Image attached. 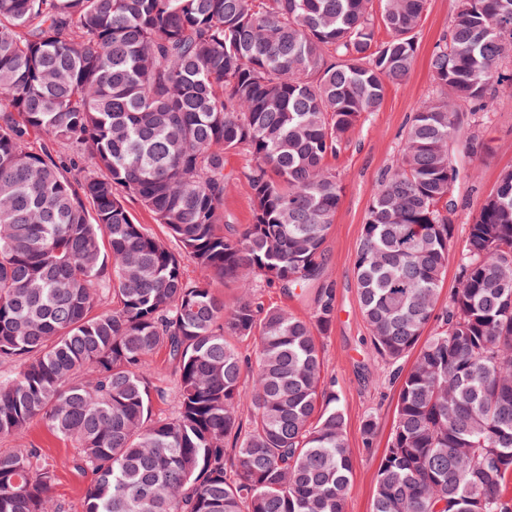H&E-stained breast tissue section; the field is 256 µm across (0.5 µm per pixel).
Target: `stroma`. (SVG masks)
Returning <instances> with one entry per match:
<instances>
[{
	"instance_id": "35a3bbf8",
	"label": "stroma",
	"mask_w": 512,
	"mask_h": 512,
	"mask_svg": "<svg viewBox=\"0 0 512 512\" xmlns=\"http://www.w3.org/2000/svg\"><path fill=\"white\" fill-rule=\"evenodd\" d=\"M457 0H428L417 34V52L407 78L388 85L382 104L343 148L328 159L343 183V197L325 244L322 278L336 291V319L319 338L322 356L345 411V437L353 455V473L346 512H370L383 452L390 439L398 400L394 368L370 352L369 330L361 312L354 267L370 197L384 170L397 157L402 136L414 112L431 94L430 59L436 42L447 32ZM480 135L481 153H470L471 135ZM454 154L459 176L454 187L460 208L455 217V242L463 244L469 224L484 200L496 189L504 172L512 170V88L499 92L493 111L460 113ZM375 420L372 441L363 426ZM42 449L57 468L53 496L68 512H79L83 491L94 476L76 471L74 446L52 435L42 422H33L25 439H0L1 450Z\"/></svg>"
}]
</instances>
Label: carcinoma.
Returning a JSON list of instances; mask_svg holds the SVG:
<instances>
[{"label":"carcinoma","mask_w":512,"mask_h":512,"mask_svg":"<svg viewBox=\"0 0 512 512\" xmlns=\"http://www.w3.org/2000/svg\"><path fill=\"white\" fill-rule=\"evenodd\" d=\"M426 4L0 0V367H14L0 438L38 420L74 442L94 473L81 512H345L353 458L318 340L335 289L298 316L254 283L288 295L320 277L343 196L326 160L409 74ZM511 55L512 0H458L435 91L368 206L355 275L372 350L414 356L393 376L371 512H512V171L469 224L438 308L456 112L493 110ZM232 152L248 158L238 171ZM240 181L252 222L235 229L224 195ZM159 353L170 392L153 382ZM54 481L41 449L0 451V512H65ZM124 204L139 224H145L156 236L166 240L173 250H178L177 244L168 237L167 230L161 224H157L154 221L152 215L144 209L136 198L126 197Z\"/></svg>","instance_id":"1"}]
</instances>
